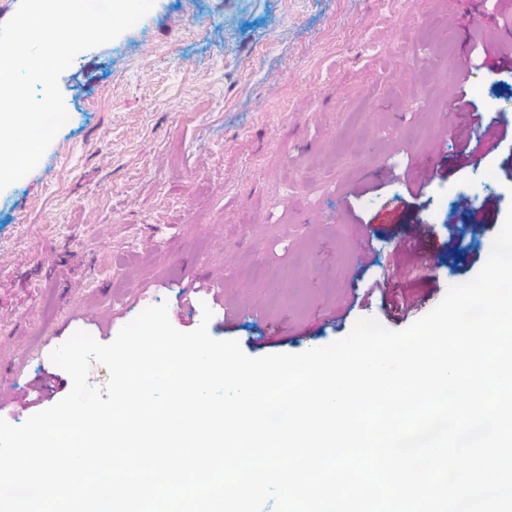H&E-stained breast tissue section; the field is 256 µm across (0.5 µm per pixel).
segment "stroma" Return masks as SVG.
I'll return each mask as SVG.
<instances>
[{"mask_svg": "<svg viewBox=\"0 0 512 512\" xmlns=\"http://www.w3.org/2000/svg\"><path fill=\"white\" fill-rule=\"evenodd\" d=\"M506 0H155L59 78L68 120L36 168L0 191V418L70 376L50 359L148 306L259 357L406 329L474 278L512 206V126L468 158L473 112L512 114ZM472 62L469 106L452 108ZM451 156L431 171L435 151ZM439 266L416 279L411 183Z\"/></svg>", "mask_w": 512, "mask_h": 512, "instance_id": "1", "label": "stroma"}]
</instances>
